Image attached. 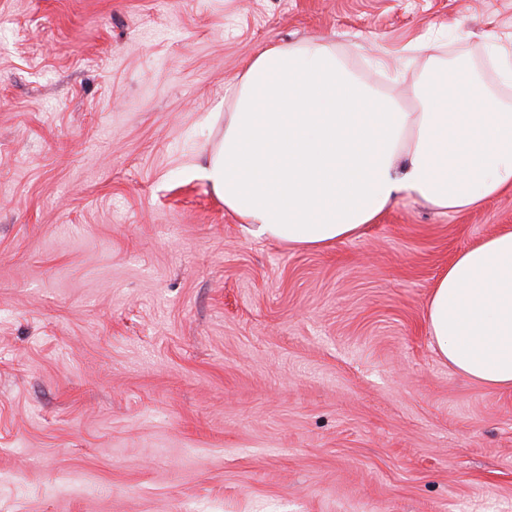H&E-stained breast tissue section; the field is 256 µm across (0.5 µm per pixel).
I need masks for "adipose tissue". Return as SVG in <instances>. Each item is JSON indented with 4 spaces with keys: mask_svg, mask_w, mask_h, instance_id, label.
Wrapping results in <instances>:
<instances>
[{
    "mask_svg": "<svg viewBox=\"0 0 512 512\" xmlns=\"http://www.w3.org/2000/svg\"><path fill=\"white\" fill-rule=\"evenodd\" d=\"M233 93L222 141L190 171L253 236L327 248L360 238L402 192L455 214L512 191V105L475 67L430 55L408 109L311 38L263 50ZM426 323L458 374L512 387V229L456 255Z\"/></svg>",
    "mask_w": 512,
    "mask_h": 512,
    "instance_id": "adipose-tissue-1",
    "label": "adipose tissue"
}]
</instances>
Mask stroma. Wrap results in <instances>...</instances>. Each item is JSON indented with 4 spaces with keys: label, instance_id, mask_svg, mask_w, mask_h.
Masks as SVG:
<instances>
[{
    "label": "stroma",
    "instance_id": "stroma-1",
    "mask_svg": "<svg viewBox=\"0 0 512 512\" xmlns=\"http://www.w3.org/2000/svg\"><path fill=\"white\" fill-rule=\"evenodd\" d=\"M432 30L485 66L512 0H0V512H512V388L425 320L512 192L311 250L187 169L268 46L410 107Z\"/></svg>",
    "mask_w": 512,
    "mask_h": 512
}]
</instances>
